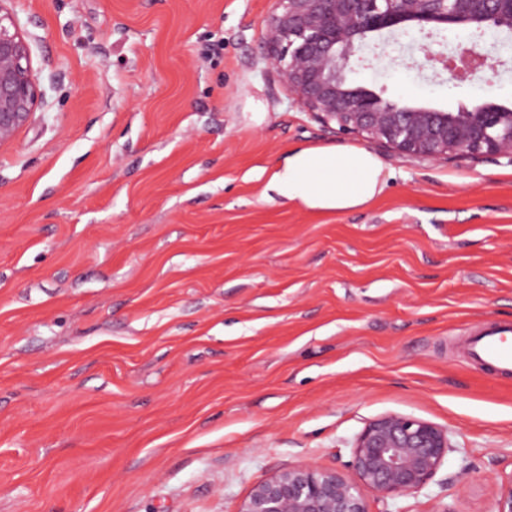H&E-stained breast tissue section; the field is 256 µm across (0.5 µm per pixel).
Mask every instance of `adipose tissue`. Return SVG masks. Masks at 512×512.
I'll use <instances>...</instances> for the list:
<instances>
[{"label":"adipose tissue","mask_w":512,"mask_h":512,"mask_svg":"<svg viewBox=\"0 0 512 512\" xmlns=\"http://www.w3.org/2000/svg\"><path fill=\"white\" fill-rule=\"evenodd\" d=\"M395 177L361 147L297 146L283 154L266 188L310 210H358L378 199Z\"/></svg>","instance_id":"obj_1"}]
</instances>
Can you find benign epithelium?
<instances>
[{"label": "benign epithelium", "mask_w": 512, "mask_h": 512, "mask_svg": "<svg viewBox=\"0 0 512 512\" xmlns=\"http://www.w3.org/2000/svg\"><path fill=\"white\" fill-rule=\"evenodd\" d=\"M0 0V146L13 140L42 95L28 44ZM264 25L267 63L283 74L289 95L324 124L363 136L403 155H450L512 161V109L492 101L455 112L401 105L372 89L352 87L346 70L368 35H401L414 27L512 29V0H276ZM425 61L466 56L496 71L501 60L475 50L465 33L449 54L421 46ZM452 448L448 430L427 420L386 414L356 439L350 473L292 467L256 484L239 512H370L368 499L416 493L436 475Z\"/></svg>", "instance_id": "benign-epithelium-1"}]
</instances>
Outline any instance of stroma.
<instances>
[{"label": "stroma", "mask_w": 512, "mask_h": 512, "mask_svg": "<svg viewBox=\"0 0 512 512\" xmlns=\"http://www.w3.org/2000/svg\"><path fill=\"white\" fill-rule=\"evenodd\" d=\"M10 8L42 101L0 146V512H238L280 471L344 468L387 413L453 450L370 512H496L512 377L461 345L512 324V162L375 144L396 177L368 207L270 200L288 149L366 145L267 65L273 0ZM407 43L349 84L512 108V33L482 36L503 64L461 83Z\"/></svg>", "instance_id": "stroma-1"}]
</instances>
